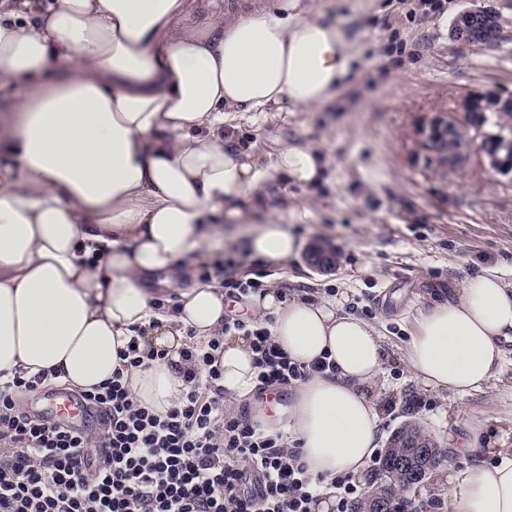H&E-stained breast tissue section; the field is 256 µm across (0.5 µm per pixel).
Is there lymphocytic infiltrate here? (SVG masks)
Segmentation results:
<instances>
[{
  "label": "lymphocytic infiltrate",
  "mask_w": 512,
  "mask_h": 512,
  "mask_svg": "<svg viewBox=\"0 0 512 512\" xmlns=\"http://www.w3.org/2000/svg\"><path fill=\"white\" fill-rule=\"evenodd\" d=\"M227 335L250 339L264 391L328 368L294 362L265 323L225 318L223 337L181 349L185 390L166 413L142 407L120 370L84 393L103 417L97 447L85 430L18 404V393L43 388L52 372L15 376L0 385V512H315L322 485L287 435L224 410L213 362Z\"/></svg>",
  "instance_id": "f902f5d3"
}]
</instances>
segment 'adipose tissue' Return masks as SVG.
<instances>
[{"label":"adipose tissue","instance_id":"1","mask_svg":"<svg viewBox=\"0 0 512 512\" xmlns=\"http://www.w3.org/2000/svg\"><path fill=\"white\" fill-rule=\"evenodd\" d=\"M355 56L313 0H0V89L18 88L0 112V382L57 370L88 391L120 367L134 327L167 350L127 374L139 403L163 413L178 402L187 338L223 337L214 365L231 400L256 386L248 339L224 336V287L186 280L193 265L234 240L244 205L276 173L310 184L323 162L282 145L265 166L224 145L225 124L288 104L310 112L346 86ZM221 214L223 223L212 222ZM253 258L283 263L303 242L278 213L248 236ZM177 294L156 308L155 287ZM292 360L329 356L286 418L266 425L297 442L313 478L361 476L381 444L369 393L385 365L381 334L330 300L248 298ZM512 335V283L489 270L431 300L413 324L406 361L425 386L465 394L502 370ZM471 456L453 488L456 512H512V451L488 466Z\"/></svg>","mask_w":512,"mask_h":512}]
</instances>
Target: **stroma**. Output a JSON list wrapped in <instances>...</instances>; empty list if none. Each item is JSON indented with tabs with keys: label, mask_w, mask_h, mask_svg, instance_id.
I'll use <instances>...</instances> for the list:
<instances>
[{
	"label": "stroma",
	"mask_w": 512,
	"mask_h": 512,
	"mask_svg": "<svg viewBox=\"0 0 512 512\" xmlns=\"http://www.w3.org/2000/svg\"><path fill=\"white\" fill-rule=\"evenodd\" d=\"M316 3L321 20L339 25L354 47L347 86L318 112L287 105L264 119L242 113L225 127L224 142L261 166L285 143L326 157L320 183L301 186L281 173L253 204L259 217L285 201L306 209L292 222L302 253L271 272L286 296L329 291L345 311L378 326L387 363L372 394L382 437L414 424L444 453L429 479L402 495L421 512H450L447 479L469 464L455 447L471 429L512 448V342L501 376L465 396L424 387L402 358L428 297L489 269L512 281V173L476 153L462 167H443L418 130L437 114L462 120L466 96L512 98V0ZM469 9L496 14V42L452 39ZM419 398L424 407H416Z\"/></svg>",
	"instance_id": "obj_1"
}]
</instances>
